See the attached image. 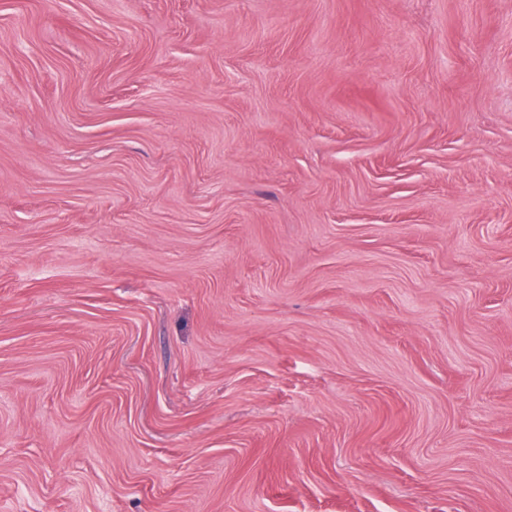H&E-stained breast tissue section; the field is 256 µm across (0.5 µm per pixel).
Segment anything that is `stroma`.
<instances>
[{"label":"stroma","instance_id":"1","mask_svg":"<svg viewBox=\"0 0 512 512\" xmlns=\"http://www.w3.org/2000/svg\"><path fill=\"white\" fill-rule=\"evenodd\" d=\"M0 512H512V0H0Z\"/></svg>","mask_w":512,"mask_h":512}]
</instances>
